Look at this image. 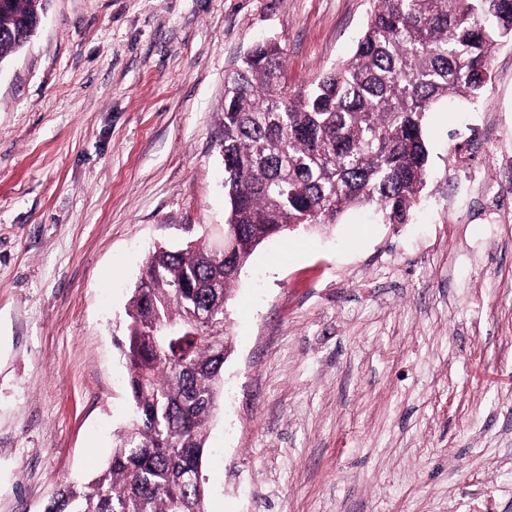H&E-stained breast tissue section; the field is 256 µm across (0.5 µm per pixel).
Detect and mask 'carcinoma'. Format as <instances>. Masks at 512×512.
<instances>
[{"label": "carcinoma", "mask_w": 512, "mask_h": 512, "mask_svg": "<svg viewBox=\"0 0 512 512\" xmlns=\"http://www.w3.org/2000/svg\"><path fill=\"white\" fill-rule=\"evenodd\" d=\"M45 0H0V65L36 34ZM512 41V0H374L352 57L288 91L279 46L257 44L224 80V255L208 244L160 247L133 291L118 343L132 413L107 464L69 483L45 512H205L202 469L229 334L198 313L226 305L254 250L283 226L326 227L353 206L404 224L427 184L425 118L450 96L480 98L478 72Z\"/></svg>", "instance_id": "1"}]
</instances>
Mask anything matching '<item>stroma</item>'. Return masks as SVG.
I'll return each mask as SVG.
<instances>
[{"label": "stroma", "mask_w": 512, "mask_h": 512, "mask_svg": "<svg viewBox=\"0 0 512 512\" xmlns=\"http://www.w3.org/2000/svg\"><path fill=\"white\" fill-rule=\"evenodd\" d=\"M372 0H46L0 68V512L91 479L130 415L113 338L157 245L224 228V78L260 41L289 91ZM405 224L353 207L261 244L231 290L206 512H512V42L426 115Z\"/></svg>", "instance_id": "obj_1"}]
</instances>
